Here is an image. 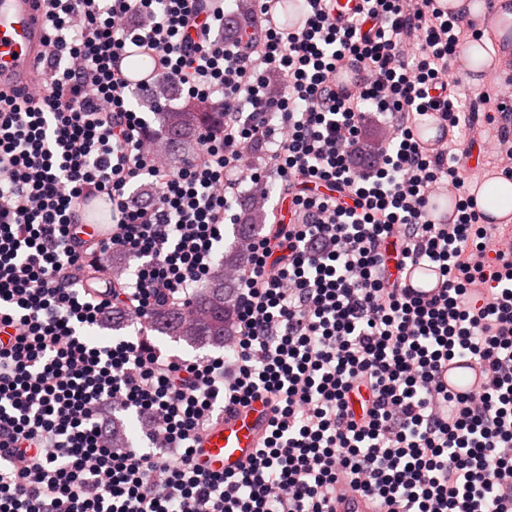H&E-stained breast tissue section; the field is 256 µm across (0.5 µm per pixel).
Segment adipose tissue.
<instances>
[{
    "instance_id": "obj_1",
    "label": "adipose tissue",
    "mask_w": 512,
    "mask_h": 512,
    "mask_svg": "<svg viewBox=\"0 0 512 512\" xmlns=\"http://www.w3.org/2000/svg\"><path fill=\"white\" fill-rule=\"evenodd\" d=\"M449 10L463 14L487 25L493 35L489 38L471 40L466 46L470 67L477 78H485L499 61L494 39L505 36L504 23H512V0H495L494 8H487L486 0H441Z\"/></svg>"
}]
</instances>
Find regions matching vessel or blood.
I'll return each mask as SVG.
<instances>
[{"label":"vessel or blood","mask_w":512,"mask_h":512,"mask_svg":"<svg viewBox=\"0 0 512 512\" xmlns=\"http://www.w3.org/2000/svg\"><path fill=\"white\" fill-rule=\"evenodd\" d=\"M43 8L39 0H0V86H22L37 78V61L43 51ZM403 281L415 294L433 293L438 269L407 265ZM441 379L454 394L474 391L481 376L464 360H452L441 370ZM270 411L254 401L233 414L220 416L203 433L195 457L198 467L209 472L238 471L253 455L268 424Z\"/></svg>","instance_id":"vessel-or-blood-1"}]
</instances>
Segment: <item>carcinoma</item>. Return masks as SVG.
I'll use <instances>...</instances> for the list:
<instances>
[{
  "mask_svg": "<svg viewBox=\"0 0 512 512\" xmlns=\"http://www.w3.org/2000/svg\"><path fill=\"white\" fill-rule=\"evenodd\" d=\"M253 0H238L237 15L224 21V32L231 34L250 22ZM161 131L169 140L172 151L171 163L180 167L187 153L197 144V132L209 127L218 132L224 125V113L210 111L205 101H188L180 111H163L156 108ZM267 214L264 207L248 199L244 203L243 223L233 227L235 238H254L265 229ZM237 285L230 281L209 278L207 285L194 297L189 308H172L150 320V326L158 333L193 347H221L227 337L234 335L237 315Z\"/></svg>",
  "mask_w": 512,
  "mask_h": 512,
  "instance_id": "obj_1",
  "label": "carcinoma"
}]
</instances>
